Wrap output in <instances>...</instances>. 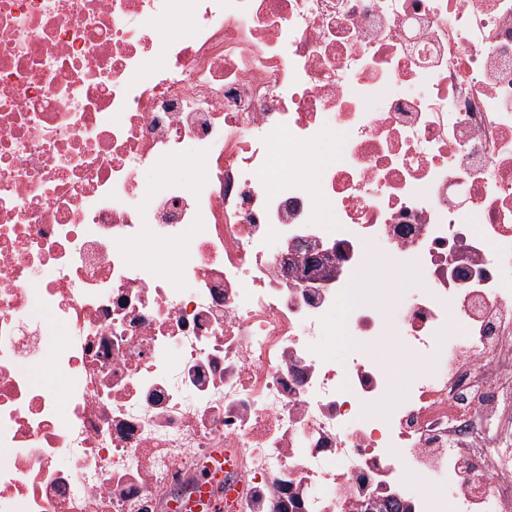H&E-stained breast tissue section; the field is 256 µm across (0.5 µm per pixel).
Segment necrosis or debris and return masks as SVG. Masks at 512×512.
<instances>
[{
	"label": "necrosis or debris",
	"instance_id": "obj_1",
	"mask_svg": "<svg viewBox=\"0 0 512 512\" xmlns=\"http://www.w3.org/2000/svg\"><path fill=\"white\" fill-rule=\"evenodd\" d=\"M511 279L512 0H0V512H512ZM385 349L388 353V364L393 366L395 386L389 395V401L397 399L399 392L406 385L411 372L423 369L424 363L418 360L407 359L402 361L401 351L397 344L391 343L388 338L384 339ZM204 512H225L224 511V476L213 480L209 477L205 480L201 490Z\"/></svg>",
	"mask_w": 512,
	"mask_h": 512
}]
</instances>
